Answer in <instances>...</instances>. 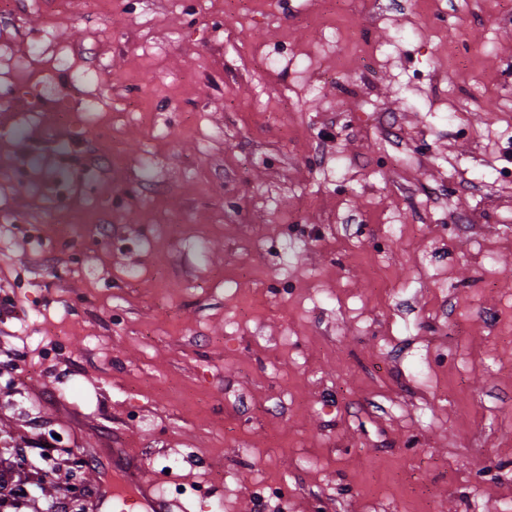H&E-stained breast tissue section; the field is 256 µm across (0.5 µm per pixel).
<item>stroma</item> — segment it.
<instances>
[{"mask_svg": "<svg viewBox=\"0 0 512 512\" xmlns=\"http://www.w3.org/2000/svg\"><path fill=\"white\" fill-rule=\"evenodd\" d=\"M90 156L54 242L45 172ZM1 210L26 512L56 433L76 504L129 448L183 512H512V0H17Z\"/></svg>", "mask_w": 512, "mask_h": 512, "instance_id": "35a3bbf8", "label": "stroma"}]
</instances>
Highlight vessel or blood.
Masks as SVG:
<instances>
[{
    "instance_id": "vessel-or-blood-1",
    "label": "vessel or blood",
    "mask_w": 512,
    "mask_h": 512,
    "mask_svg": "<svg viewBox=\"0 0 512 512\" xmlns=\"http://www.w3.org/2000/svg\"><path fill=\"white\" fill-rule=\"evenodd\" d=\"M114 512H175L176 504L159 489L157 479L144 473L138 455L126 448L112 451V478L98 480L96 512L104 504Z\"/></svg>"
}]
</instances>
